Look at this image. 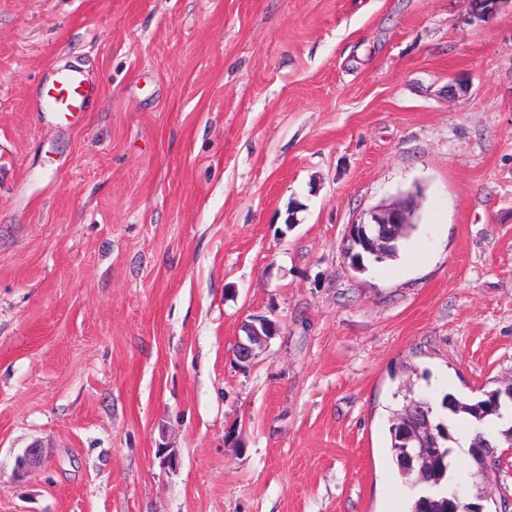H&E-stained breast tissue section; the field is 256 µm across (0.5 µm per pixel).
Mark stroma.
<instances>
[{"mask_svg": "<svg viewBox=\"0 0 512 512\" xmlns=\"http://www.w3.org/2000/svg\"><path fill=\"white\" fill-rule=\"evenodd\" d=\"M509 378L512 0H0V512H408L391 411ZM472 469L512 512V452ZM91 96L92 88L83 72L55 69L43 85L40 102L43 108L69 122L87 112ZM411 210L412 205L409 199H401L391 203L381 204L364 213L363 218H361L359 222L351 224L350 229L353 227L357 229V226L359 225L362 227L369 226L372 236L370 245L373 247V250L377 252V245L384 242V238L387 236V230L390 224H411ZM409 226L410 225H405L403 227L400 236L396 240L388 244H382L379 247L377 256L367 250L364 241L360 236H347V246L345 248L346 253L350 255L351 262L354 266L359 269H363L365 267L364 260H372L378 263L391 260L397 256ZM245 324L249 338L239 339L234 351L237 362L243 367L249 366L255 359V345L267 341L268 336L272 338L278 330L277 323L266 317H256Z\"/></svg>", "mask_w": 512, "mask_h": 512, "instance_id": "stroma-1", "label": "stroma"}]
</instances>
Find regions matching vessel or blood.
I'll return each mask as SVG.
<instances>
[{"label":"vessel or blood","instance_id":"1","mask_svg":"<svg viewBox=\"0 0 512 512\" xmlns=\"http://www.w3.org/2000/svg\"><path fill=\"white\" fill-rule=\"evenodd\" d=\"M92 96V88L83 72L75 69H55L43 85L40 102L63 121L83 116Z\"/></svg>","mask_w":512,"mask_h":512}]
</instances>
